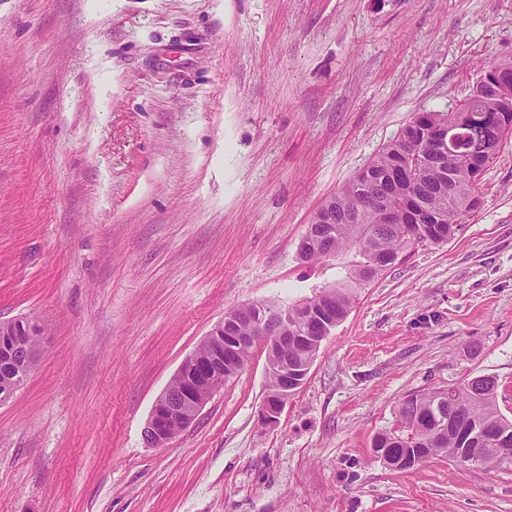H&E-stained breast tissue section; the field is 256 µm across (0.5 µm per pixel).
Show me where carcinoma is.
Masks as SVG:
<instances>
[{"instance_id": "obj_1", "label": "carcinoma", "mask_w": 512, "mask_h": 512, "mask_svg": "<svg viewBox=\"0 0 512 512\" xmlns=\"http://www.w3.org/2000/svg\"><path fill=\"white\" fill-rule=\"evenodd\" d=\"M507 79L478 81L472 94L458 107L416 113L391 143L375 155L317 212L308 235L320 249L306 261L321 262L353 250L358 260L345 267L333 285L314 292L320 318L304 321L293 317L297 303L284 307L276 302L251 304L241 312L250 318L235 327L237 336H260L274 317L288 309V321L278 324L291 355L293 337L309 332L322 334L324 324L341 323L356 302L360 290L388 266L400 260L404 250L420 243L439 244L455 235L458 224L480 203L471 172L490 164L504 135L512 132V62L497 63ZM453 134L454 148L443 147ZM7 353L0 378L24 372L39 336L3 337ZM413 394L399 409L396 434L374 439L378 455L410 458L417 449L425 457L444 455L467 465L464 448H480V466L496 470L512 462L501 461L491 444L479 445L473 430L489 425L512 437V417L497 401L496 383L474 378L444 389ZM447 417L448 435L436 434L438 415Z\"/></svg>"}]
</instances>
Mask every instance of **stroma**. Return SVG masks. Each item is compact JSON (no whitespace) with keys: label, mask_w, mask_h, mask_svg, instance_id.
<instances>
[{"label":"stroma","mask_w":512,"mask_h":512,"mask_svg":"<svg viewBox=\"0 0 512 512\" xmlns=\"http://www.w3.org/2000/svg\"><path fill=\"white\" fill-rule=\"evenodd\" d=\"M512 61V0H0V512H512V467L389 468L417 391L512 415V134L480 207L363 288L264 420L265 349L166 447L156 397L229 310L334 284L315 213L422 110ZM23 327V328H22ZM39 327L36 322L19 317L8 321H0V335L7 353L0 365V378L11 374H25L24 370L29 364V354L37 346L40 336L32 333L27 336L32 328ZM40 328V327H39ZM291 395L292 392L288 391V387H281L275 392H268L262 408V415L265 420L271 423L276 422L286 400Z\"/></svg>","instance_id":"35a3bbf8"}]
</instances>
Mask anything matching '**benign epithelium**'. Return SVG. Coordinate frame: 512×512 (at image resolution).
<instances>
[{
	"mask_svg": "<svg viewBox=\"0 0 512 512\" xmlns=\"http://www.w3.org/2000/svg\"><path fill=\"white\" fill-rule=\"evenodd\" d=\"M237 320V314L228 312L224 319L214 326L199 344V349L193 351L178 368L175 377L184 385L185 394L193 398L192 408L182 409L179 400L170 396L169 390H164L155 400L144 433L152 439V446L165 447L185 431L195 420L199 411L209 398L218 391L230 375L224 372V368L235 370L232 363L236 347L245 344L262 342L269 344L271 336H236L235 344L230 345L225 341V335L233 328V321ZM36 322L19 317L8 321H0V334L3 336H26ZM313 350L310 358L299 366L288 367L286 363H274L270 360L265 363L266 374L287 375L288 370L309 373L313 356L317 354L322 339H310ZM291 396L288 388L281 387L275 392H268L264 401L262 415L265 420L273 423L277 421L283 406Z\"/></svg>",
	"mask_w": 512,
	"mask_h": 512,
	"instance_id": "benign-epithelium-1",
	"label": "benign epithelium"
}]
</instances>
